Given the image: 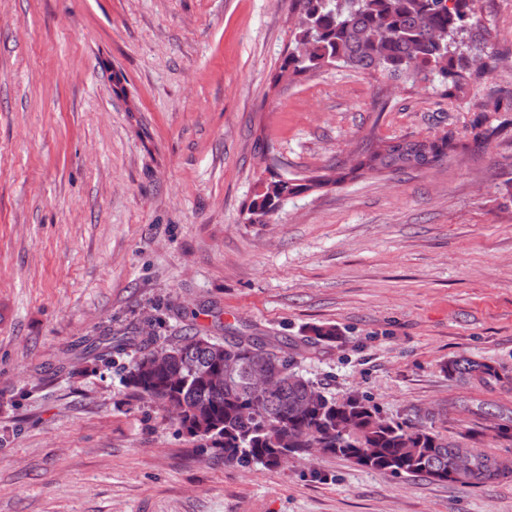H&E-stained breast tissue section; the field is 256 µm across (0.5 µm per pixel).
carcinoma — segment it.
Here are the masks:
<instances>
[{
    "mask_svg": "<svg viewBox=\"0 0 512 512\" xmlns=\"http://www.w3.org/2000/svg\"><path fill=\"white\" fill-rule=\"evenodd\" d=\"M290 12L298 15L290 46L303 47L305 53H286L281 74L288 71L296 77L334 65L374 79L436 80L459 93L473 73L487 70L480 52L490 32L476 17L475 0H290ZM463 147L451 134L439 139L381 140L363 150L354 165L335 172L334 183L354 179L363 171L432 166ZM307 190L300 178L273 175L259 180L248 220L266 223L284 202ZM335 339L336 328L320 326L284 349L254 336L216 341L191 324L184 336L161 349L154 347L152 337L135 330L129 336L107 333L91 339L80 355L97 361L137 347L140 356L127 372V386L173 414L189 436L210 442L226 462L277 467L287 453L301 454L313 446L372 470L463 487L512 477V458L471 448L475 470L464 479L450 478L448 467L461 451L460 443L419 420L384 417L362 395L329 396L296 370L298 347ZM260 349L276 356L270 370L277 377V388L265 396L249 389ZM228 350L238 360L236 378L205 379L203 371L224 362ZM448 375L479 388L500 383L495 366L464 356L448 362Z\"/></svg>",
    "mask_w": 512,
    "mask_h": 512,
    "instance_id": "1",
    "label": "carcinoma"
}]
</instances>
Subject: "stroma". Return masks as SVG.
<instances>
[{
    "label": "stroma",
    "mask_w": 512,
    "mask_h": 512,
    "mask_svg": "<svg viewBox=\"0 0 512 512\" xmlns=\"http://www.w3.org/2000/svg\"><path fill=\"white\" fill-rule=\"evenodd\" d=\"M496 62L464 94L326 67L275 86L288 0H0V512H512V478L463 487L329 455L229 464L125 384L139 351L84 340L189 324L221 340L336 342L298 358L341 398L512 456V0H482ZM482 124L486 139L472 144ZM466 153L291 198L265 175L346 165L375 138ZM220 321H213V312ZM303 178H282L271 176L260 179L254 198L248 206V220L251 224H265L268 218L288 199L305 193L309 187L301 183ZM448 375L466 380L479 388H490L500 383L499 370L495 366L464 356L448 362Z\"/></svg>",
    "instance_id": "35a3bbf8"
}]
</instances>
